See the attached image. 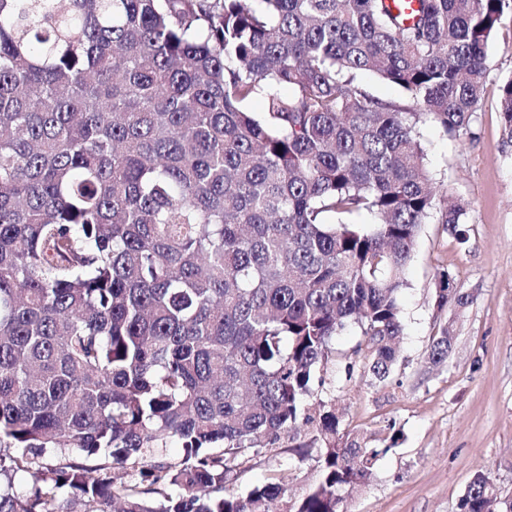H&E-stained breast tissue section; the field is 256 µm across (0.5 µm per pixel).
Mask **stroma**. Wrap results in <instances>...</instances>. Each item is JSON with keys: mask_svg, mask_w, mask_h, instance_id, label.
Here are the masks:
<instances>
[{"mask_svg": "<svg viewBox=\"0 0 512 512\" xmlns=\"http://www.w3.org/2000/svg\"><path fill=\"white\" fill-rule=\"evenodd\" d=\"M484 97L468 131L452 140L440 125L421 126L438 195L462 203L466 243L430 218L417 237L401 294L404 336L390 378L378 382L344 368L363 338L346 329L332 341L325 384L315 400L335 407L342 432L384 449L371 477L344 492V512H457L476 473L512 494V142L498 112L499 86L512 77V21H503L487 51ZM469 294L465 309L437 310L441 274ZM452 323L448 363L431 367L426 353L440 327ZM306 431L281 439L245 463L228 492L285 477L302 495L318 477V451L299 457Z\"/></svg>", "mask_w": 512, "mask_h": 512, "instance_id": "1", "label": "stroma"}]
</instances>
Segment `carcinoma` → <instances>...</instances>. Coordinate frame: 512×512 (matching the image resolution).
Segmentation results:
<instances>
[{
  "label": "carcinoma",
  "instance_id": "1",
  "mask_svg": "<svg viewBox=\"0 0 512 512\" xmlns=\"http://www.w3.org/2000/svg\"><path fill=\"white\" fill-rule=\"evenodd\" d=\"M506 14L512 0H417L407 17L387 0H0V477L31 479L0 488V512H275L285 484H224L302 427L319 478L285 512H343L390 447L305 402L349 326L364 372L390 376L421 225L436 212L466 241L419 126L467 129ZM499 91L512 140V78ZM361 213L374 221H344ZM448 279L437 308H465ZM170 444L178 460L153 459ZM458 512L512 497L478 473ZM362 81L367 88L380 99L393 101L400 104L407 103V95L400 89L385 81L380 80L373 74H365Z\"/></svg>",
  "mask_w": 512,
  "mask_h": 512
}]
</instances>
